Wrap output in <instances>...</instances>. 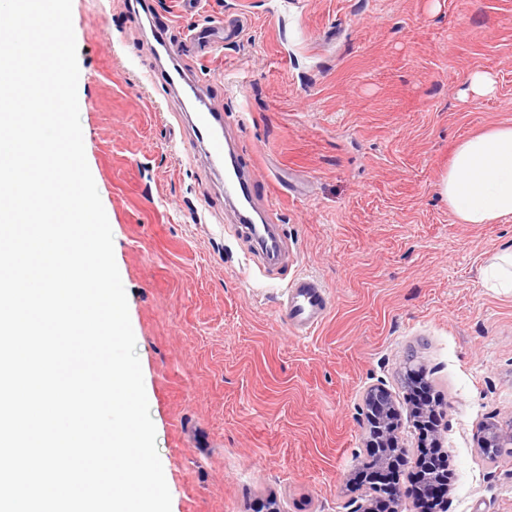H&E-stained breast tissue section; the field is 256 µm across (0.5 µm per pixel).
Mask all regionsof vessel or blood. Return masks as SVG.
<instances>
[{"label":"vessel or blood","mask_w":512,"mask_h":512,"mask_svg":"<svg viewBox=\"0 0 512 512\" xmlns=\"http://www.w3.org/2000/svg\"><path fill=\"white\" fill-rule=\"evenodd\" d=\"M157 37L171 67L166 70L168 85L183 92L193 112L190 137L203 148L208 168L224 177V196L236 202L237 219L242 237L249 243L251 252H258L267 243H280L277 225L255 223L254 203L258 199L259 171L239 159L235 148L227 146L224 136V114L218 111L208 93L189 80L176 63L190 55L199 60L210 58L219 40L225 39L223 26L215 29L196 27L179 39H171L165 31ZM330 298L324 284L315 275L303 273L290 281L279 304V315L290 333L297 336L311 334L324 320Z\"/></svg>","instance_id":"vessel-or-blood-1"}]
</instances>
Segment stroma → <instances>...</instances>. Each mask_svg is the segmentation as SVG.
Wrapping results in <instances>:
<instances>
[{"instance_id":"stroma-1","label":"stroma","mask_w":512,"mask_h":512,"mask_svg":"<svg viewBox=\"0 0 512 512\" xmlns=\"http://www.w3.org/2000/svg\"><path fill=\"white\" fill-rule=\"evenodd\" d=\"M72 0L86 159L111 218L171 512H351L369 454L363 395L397 400L407 464L418 433L407 359L442 398L454 473L449 512H512V456L489 460L483 425L512 423V293L486 267L512 220L461 224L437 182L455 145L512 123V0ZM241 16L194 63L273 192L286 260L263 268L235 234L220 179L178 121L151 27ZM490 69L496 92L466 79ZM318 276L332 307L305 337L278 314L287 281Z\"/></svg>"}]
</instances>
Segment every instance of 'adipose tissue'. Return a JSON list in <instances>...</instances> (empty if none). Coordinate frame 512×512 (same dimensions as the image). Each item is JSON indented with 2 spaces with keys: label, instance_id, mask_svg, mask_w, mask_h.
<instances>
[{
  "label": "adipose tissue",
  "instance_id": "obj_1",
  "mask_svg": "<svg viewBox=\"0 0 512 512\" xmlns=\"http://www.w3.org/2000/svg\"><path fill=\"white\" fill-rule=\"evenodd\" d=\"M438 190L458 223L512 217V123L487 126L458 142Z\"/></svg>",
  "mask_w": 512,
  "mask_h": 512
}]
</instances>
